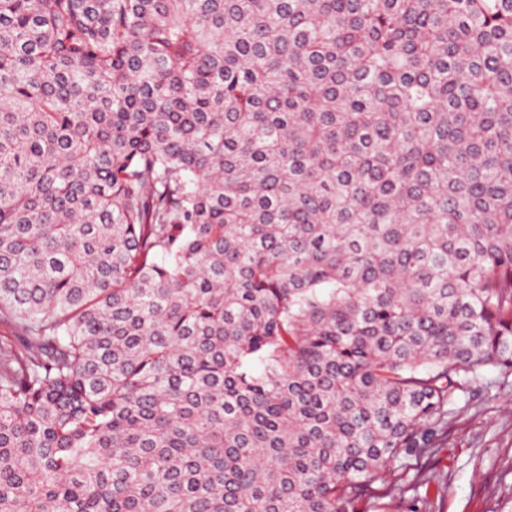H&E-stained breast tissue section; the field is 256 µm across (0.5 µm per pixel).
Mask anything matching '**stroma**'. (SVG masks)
Segmentation results:
<instances>
[{
  "mask_svg": "<svg viewBox=\"0 0 512 512\" xmlns=\"http://www.w3.org/2000/svg\"><path fill=\"white\" fill-rule=\"evenodd\" d=\"M445 487L439 512H512V388L475 396L454 414L433 448L395 464L357 503L358 512H427L417 471Z\"/></svg>",
  "mask_w": 512,
  "mask_h": 512,
  "instance_id": "obj_1",
  "label": "stroma"
}]
</instances>
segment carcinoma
Listing matches in <instances>:
<instances>
[{"instance_id":"carcinoma-1","label":"carcinoma","mask_w":512,"mask_h":512,"mask_svg":"<svg viewBox=\"0 0 512 512\" xmlns=\"http://www.w3.org/2000/svg\"><path fill=\"white\" fill-rule=\"evenodd\" d=\"M0 512H357L512 376V0H0Z\"/></svg>"}]
</instances>
